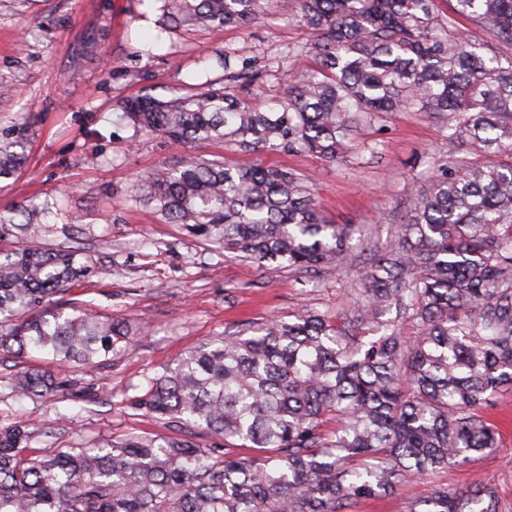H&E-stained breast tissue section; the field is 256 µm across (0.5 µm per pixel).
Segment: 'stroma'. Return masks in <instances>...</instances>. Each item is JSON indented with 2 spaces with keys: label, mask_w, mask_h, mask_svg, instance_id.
<instances>
[{
  "label": "stroma",
  "mask_w": 512,
  "mask_h": 512,
  "mask_svg": "<svg viewBox=\"0 0 512 512\" xmlns=\"http://www.w3.org/2000/svg\"><path fill=\"white\" fill-rule=\"evenodd\" d=\"M159 0H0V133L17 137L26 161L0 181V211L48 203L52 245L90 254L92 273L67 300L127 323L132 347L98 368L69 371L67 390L30 399L10 384L28 364L52 367L51 356L28 361L0 354V427L20 420L38 431L28 446L42 454L87 448L136 433L172 435L135 404L149 379L200 343L223 338L301 307H349L360 271L389 245L417 193L430 185L436 159L454 147L440 122L423 112H395L358 129L353 153L330 163L306 153H267L264 162L307 175L324 215L358 224L364 236L345 263L320 284L308 273L265 269L217 251L139 202L133 187L197 151L231 164L249 158L222 142L198 147L161 135L134 136L121 102L147 93L159 99L221 80L216 54L262 70L265 102L281 98L291 72L307 66L288 58L308 30L266 0L251 25L173 30ZM502 431L499 453L361 503L357 512H409L435 485L466 490L494 486L500 512H512V393L487 411Z\"/></svg>",
  "instance_id": "obj_1"
}]
</instances>
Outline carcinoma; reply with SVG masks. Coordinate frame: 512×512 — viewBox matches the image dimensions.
<instances>
[{"mask_svg": "<svg viewBox=\"0 0 512 512\" xmlns=\"http://www.w3.org/2000/svg\"><path fill=\"white\" fill-rule=\"evenodd\" d=\"M174 27L259 19L264 0H160ZM312 39L314 66L289 76L273 106L262 74L217 62L224 84L122 104L134 131L245 155L308 153L337 162L352 134L391 112H425L465 156L437 162L387 250L362 274L352 306L302 308L200 344L148 380L136 405L224 438V453L183 436L129 434L93 448L28 452L32 423L0 427V512H353L411 479L500 448L483 411L512 390V56L482 53L456 17L512 44V0H280ZM0 136V178L24 163ZM137 198L260 267L321 276L348 259L358 227L331 224L303 173L189 154L140 183ZM31 203L0 214V354L46 353L93 368L129 348L124 322L86 309H31L91 273L93 260L48 247ZM68 386L52 371L18 375L13 393ZM409 512H498L494 487L444 486Z\"/></svg>", "mask_w": 512, "mask_h": 512, "instance_id": "obj_1", "label": "carcinoma"}]
</instances>
